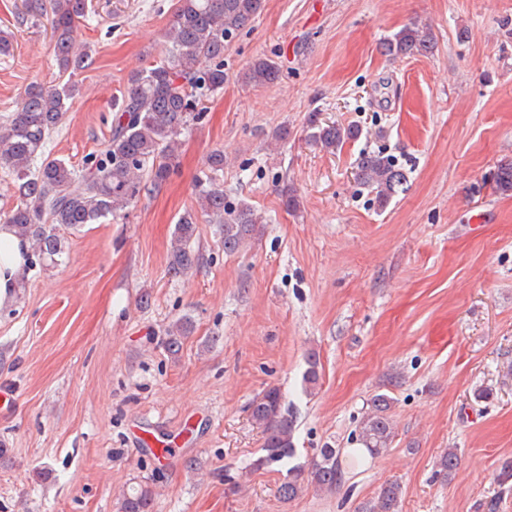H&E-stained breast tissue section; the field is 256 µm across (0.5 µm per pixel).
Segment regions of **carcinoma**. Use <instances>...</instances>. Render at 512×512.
<instances>
[{
  "label": "carcinoma",
  "instance_id": "obj_1",
  "mask_svg": "<svg viewBox=\"0 0 512 512\" xmlns=\"http://www.w3.org/2000/svg\"><path fill=\"white\" fill-rule=\"evenodd\" d=\"M263 4L264 0H178L173 21L163 35L164 59L130 75L127 91L116 104L109 137L79 171L45 154L51 134L79 92L77 86L68 80L25 91L7 125L0 129V165L8 169L16 199V205L0 215V222L29 242L45 269L56 267L65 252L61 230H77L107 216L117 219L139 199L147 183L159 185L169 179L180 136L190 122L203 116L202 98L224 87V51L260 15ZM91 15V0H24L21 21L40 24L45 20L50 25L61 79L84 67L89 58L86 50L76 46L74 32ZM433 48V37L415 27L401 29L381 45V51L392 58L424 54ZM280 76L277 62L259 58L243 79L259 86ZM360 134L356 126L323 122L315 114L309 119L308 139L332 153ZM357 178L374 193L380 208L408 187L406 171L380 152L359 157ZM494 182L498 191L511 192L512 164L499 166ZM202 220L217 225L226 254L238 253L259 233L260 217L249 203L231 206L225 201L224 189L201 182L196 205L180 216L173 230L168 262L172 276L184 277L198 267L200 254L194 243ZM192 332L193 323L187 316L168 326L164 347L171 358L179 360L184 340ZM319 380V362L312 354L303 374L304 390H314ZM390 409L391 398L378 394L361 423L357 441L372 457L385 452L391 443ZM249 417L263 438V455L253 467L287 468V479L277 489L279 497L294 499L310 488L331 491L341 484L340 448L323 449L320 458L306 466L292 463L296 424L279 388L270 387L254 397ZM457 463V449L450 448L437 459V472L446 478ZM401 494L399 484L387 483L362 503L359 512H398ZM153 506L152 488L140 485L122 495L119 512H153Z\"/></svg>",
  "mask_w": 512,
  "mask_h": 512
}]
</instances>
